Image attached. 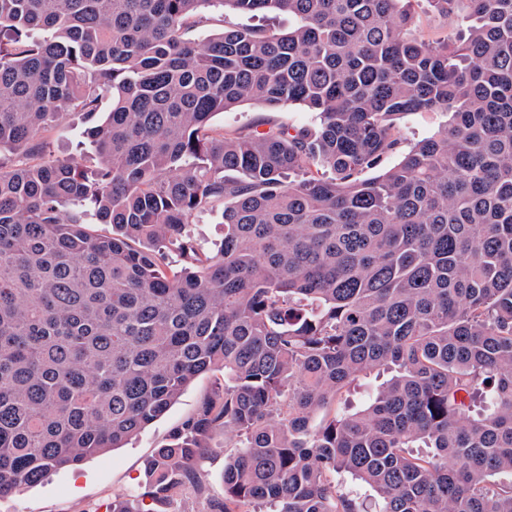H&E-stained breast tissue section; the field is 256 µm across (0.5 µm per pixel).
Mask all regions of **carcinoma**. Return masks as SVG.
Masks as SVG:
<instances>
[{
  "label": "carcinoma",
  "mask_w": 512,
  "mask_h": 512,
  "mask_svg": "<svg viewBox=\"0 0 512 512\" xmlns=\"http://www.w3.org/2000/svg\"><path fill=\"white\" fill-rule=\"evenodd\" d=\"M414 2L0 0V498L220 372L112 512H512V0H424L470 21L437 43ZM211 6L294 25L187 38ZM241 104L319 123L216 132ZM68 112L88 165L46 157ZM418 112L450 120L408 146ZM223 207L214 208L193 218L189 229L205 248H213L224 237ZM389 377L386 371L372 372L361 377L343 392L341 398L336 403V409L354 410L360 408L369 398L374 388L380 385ZM233 442L234 440L225 438L224 434L218 433L212 441L213 448H210L209 456L204 462L203 468L207 482L216 494L224 493V450L229 453L230 448H225V446H230Z\"/></svg>",
  "instance_id": "1"
}]
</instances>
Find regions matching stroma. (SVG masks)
Masks as SVG:
<instances>
[{
	"mask_svg": "<svg viewBox=\"0 0 512 512\" xmlns=\"http://www.w3.org/2000/svg\"><path fill=\"white\" fill-rule=\"evenodd\" d=\"M314 113L299 105L266 112L242 105L217 114L212 123L227 131L244 127L314 125ZM215 382L214 375L198 377L160 419L125 447L93 457L81 466L64 469L44 483L0 500V512H112V500L137 494L144 466L154 450L165 443L171 429L191 415L200 398Z\"/></svg>",
	"mask_w": 512,
	"mask_h": 512,
	"instance_id": "1",
	"label": "stroma"
}]
</instances>
